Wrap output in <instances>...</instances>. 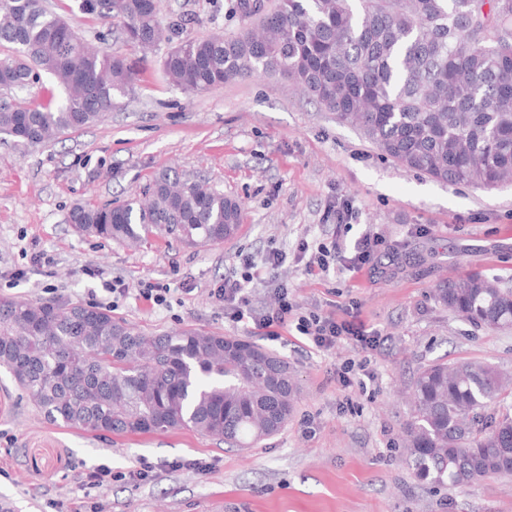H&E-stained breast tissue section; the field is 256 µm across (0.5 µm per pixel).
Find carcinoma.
<instances>
[{
    "label": "carcinoma",
    "mask_w": 512,
    "mask_h": 512,
    "mask_svg": "<svg viewBox=\"0 0 512 512\" xmlns=\"http://www.w3.org/2000/svg\"><path fill=\"white\" fill-rule=\"evenodd\" d=\"M118 22L147 53L162 40L158 0H74ZM232 36L185 38L162 58L188 92L282 76L399 166L445 183L512 184V0H237ZM0 131L43 143L102 122L134 94L126 61L81 37L42 0H0ZM52 77L54 109L22 96ZM79 235L142 244L158 235L213 244L235 235L241 204L209 182L158 172L143 198L77 205ZM435 300L463 320L512 329V289L475 272ZM0 367L52 422L134 435L190 429L235 448L282 430L297 389L288 362L235 336L186 330L144 336L110 311L0 299ZM404 451L419 479L458 487L512 476V374L482 360L435 361L410 390Z\"/></svg>",
    "instance_id": "cac0c4a2"
}]
</instances>
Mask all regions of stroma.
<instances>
[{
  "instance_id": "obj_1",
  "label": "stroma",
  "mask_w": 512,
  "mask_h": 512,
  "mask_svg": "<svg viewBox=\"0 0 512 512\" xmlns=\"http://www.w3.org/2000/svg\"><path fill=\"white\" fill-rule=\"evenodd\" d=\"M231 0H160L162 26L204 39L236 31ZM83 38L125 57L135 96L103 122L60 139L24 145L0 134V296L108 307L149 336L199 329L254 342L288 360L298 386L287 425L252 448H231L189 429L98 435L51 423L0 367V507L5 512H512V476L458 488L421 482L403 450L411 416L405 392L435 361L479 359L512 373V330L478 327L436 303L444 276L478 270L512 278V185L484 190L407 171L364 135L339 124L288 80L240 79L185 94L167 81L161 59L142 56L119 26L74 12ZM174 166L239 200V233L210 245L173 237L139 247L75 234L78 204H120ZM349 207L347 226L330 209ZM383 242L362 270L312 271L298 245L363 237ZM282 251L281 266L268 253ZM255 264L250 306L268 311L286 286L297 315L319 312L381 334L363 350L344 340L319 350L281 327L264 338L251 319L225 318L212 295ZM121 278L124 296L103 282ZM167 287L156 306L139 290ZM364 362L366 391L338 373ZM147 459L154 475L124 474ZM100 464L117 477L88 485Z\"/></svg>"
}]
</instances>
